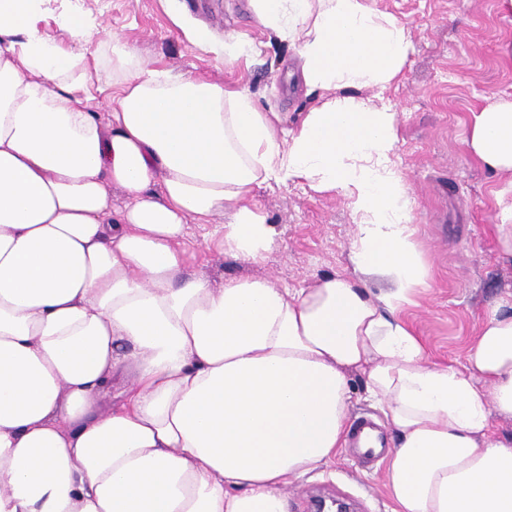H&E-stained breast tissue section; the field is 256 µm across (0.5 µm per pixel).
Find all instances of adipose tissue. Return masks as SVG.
<instances>
[{"label":"adipose tissue","instance_id":"obj_1","mask_svg":"<svg viewBox=\"0 0 512 512\" xmlns=\"http://www.w3.org/2000/svg\"><path fill=\"white\" fill-rule=\"evenodd\" d=\"M249 5L316 95L294 127L246 88L151 67L73 0H0V512H289L288 486L341 451L355 372L396 437L392 512H512V434L489 421L512 419V304L482 322L468 376L399 316L428 271L396 114L356 93L398 77L405 25L367 0ZM51 13L74 46L40 27ZM467 145L512 174V102L473 113ZM301 181L353 198L351 274H184L188 225L261 258L277 232L257 190Z\"/></svg>","mask_w":512,"mask_h":512}]
</instances>
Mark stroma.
I'll list each match as a JSON object with an SVG mask.
<instances>
[{"instance_id": "1", "label": "stroma", "mask_w": 512, "mask_h": 512, "mask_svg": "<svg viewBox=\"0 0 512 512\" xmlns=\"http://www.w3.org/2000/svg\"><path fill=\"white\" fill-rule=\"evenodd\" d=\"M105 26L161 67L209 76L250 91L258 109L297 124L313 106L296 66L294 50L260 28L249 0H82ZM378 11L406 26L414 50L399 76L383 92L365 89L361 98H381L397 113L398 141L390 155L412 203V231L429 267V288L404 316L425 340L431 361L457 368L490 307L512 301V266L495 258L486 226L499 210L500 192L511 179L493 174L469 153L472 113L512 100V15L499 0H372ZM208 31L212 41L245 35L255 54L225 64L201 48L190 29ZM256 201L277 232L274 248L255 262L236 260L208 247L209 230L187 227L192 248L187 273L214 283L249 276L281 288H306L323 275L348 273V252L359 216L340 193L308 184L259 191ZM386 464L361 470L348 453L288 488L289 512H309L307 496L353 498L361 512H391Z\"/></svg>"}]
</instances>
